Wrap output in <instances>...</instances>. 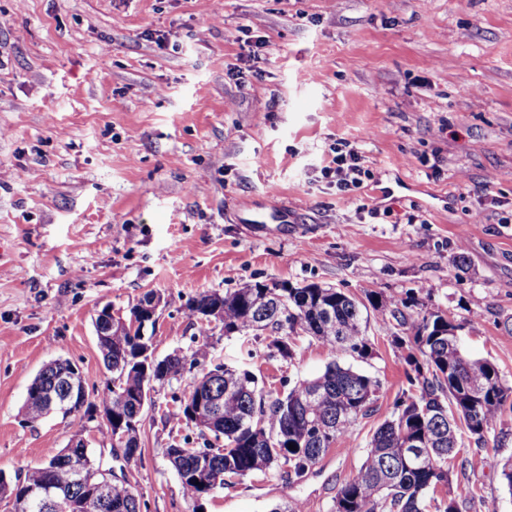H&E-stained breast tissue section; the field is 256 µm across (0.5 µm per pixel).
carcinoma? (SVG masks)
Instances as JSON below:
<instances>
[{
	"mask_svg": "<svg viewBox=\"0 0 512 512\" xmlns=\"http://www.w3.org/2000/svg\"><path fill=\"white\" fill-rule=\"evenodd\" d=\"M140 307L137 303L128 316L112 320L106 335L98 338L104 366L112 370V382L101 390V397L112 399V424L101 422L99 428L123 449L126 459L141 458V416L135 415V407L149 399L150 383L185 380L181 391L173 393L171 414L203 440L202 448H169L167 458L185 495L195 503L230 479L273 465L301 476L337 437L352 431L380 389L377 380L335 361L320 376L274 395L258 387L250 370L222 362L208 365L207 355L196 349L159 358L154 334L131 329V317ZM364 307L317 283L281 288L256 283L223 293L203 291L189 300L187 315L198 325L193 342L199 347L214 345V322L226 337L256 338L269 329L278 333L270 346L286 362L294 356L290 336L300 333L332 352L344 349L365 357L369 343ZM392 316L411 333L422 360H414L409 389L375 430L358 474L338 490L334 512H458L453 498L437 502L436 489L450 484L448 461L463 450V436L484 442L504 407L512 408V385L495 364L463 352L460 342L453 341L462 325L445 314L397 308ZM71 365L57 359L35 375L23 407L27 422L43 417L41 395L64 391ZM125 432L133 436L123 442ZM291 444L295 449H289ZM101 479L92 448H82L72 460L62 461L56 454L13 480L0 473V498L15 507L31 492L37 499L30 512H55L43 505L48 494L69 512H141L137 495L124 481L94 495Z\"/></svg>",
	"mask_w": 512,
	"mask_h": 512,
	"instance_id": "1",
	"label": "carcinoma"
}]
</instances>
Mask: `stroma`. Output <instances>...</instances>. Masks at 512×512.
<instances>
[{
	"mask_svg": "<svg viewBox=\"0 0 512 512\" xmlns=\"http://www.w3.org/2000/svg\"><path fill=\"white\" fill-rule=\"evenodd\" d=\"M371 172L348 195L337 140ZM287 207V222L276 214ZM464 263H457V256ZM391 296L461 323L462 348L512 380V0H0V472L23 475L84 430L141 512H193L166 450L187 430L155 386L126 461L97 422L22 415L46 363L87 399L109 378L93 319L159 297L158 356L188 350L189 299L247 284ZM370 312L366 357L273 332L213 354L279 394L336 361L378 380L368 415L299 477L232 480L205 512H332L408 388L406 335ZM512 410L466 441L437 499L512 512ZM334 154L328 165L322 168L323 177L332 179L336 183V189L349 194L363 184V177L368 178L369 170L363 166L362 155L347 142H338L336 147L330 149Z\"/></svg>",
	"mask_w": 512,
	"mask_h": 512,
	"instance_id": "35a3bbf8",
	"label": "stroma"
}]
</instances>
